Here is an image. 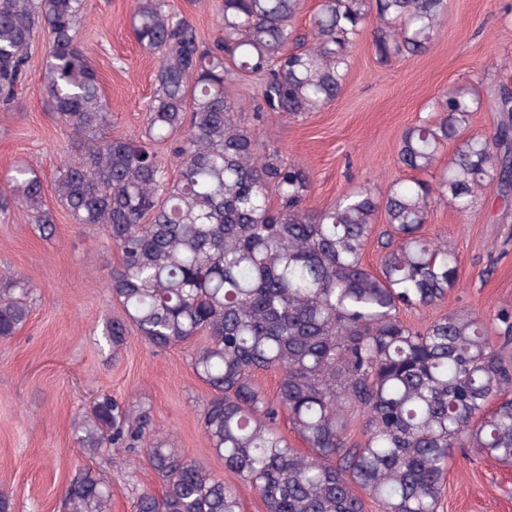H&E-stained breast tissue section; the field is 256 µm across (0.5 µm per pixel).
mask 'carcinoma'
<instances>
[{"label": "carcinoma", "mask_w": 512, "mask_h": 512, "mask_svg": "<svg viewBox=\"0 0 512 512\" xmlns=\"http://www.w3.org/2000/svg\"><path fill=\"white\" fill-rule=\"evenodd\" d=\"M301 8L223 0L224 36L206 44L171 0H134L131 28L159 58L136 140L104 135L110 106L79 38L86 0H0V106L17 101L31 43L47 34L41 80L70 134L55 198L74 223L103 228L120 255L108 290L124 316L103 336L114 355L131 334L157 351L204 338L191 357L211 391L204 434L224 469L257 489L264 512H438L456 449L512 465V309L492 318L497 347L471 311L451 309L421 329L402 312L438 306L460 283L456 250L424 231L435 204L462 214L489 191L512 201V87L500 81L483 99L469 83L448 90L433 118L401 136L398 161L415 177L313 210L309 169L259 144L230 87L243 75L261 79L258 125L271 115L302 120L339 96L365 34L382 61L420 56L448 3L319 0L306 33L295 25ZM483 107L499 114L494 131L465 134ZM11 208L52 234L42 180L27 167L0 191V211ZM373 237L375 272L363 260ZM30 313L29 282L1 275L0 340ZM268 369L281 372L271 399L252 378ZM281 415L306 451L279 431ZM73 436L90 456L145 450L160 491L140 492L132 512H241L236 486L171 447L143 408L103 393L74 419ZM63 505L112 512L104 474L77 468Z\"/></svg>", "instance_id": "1"}]
</instances>
